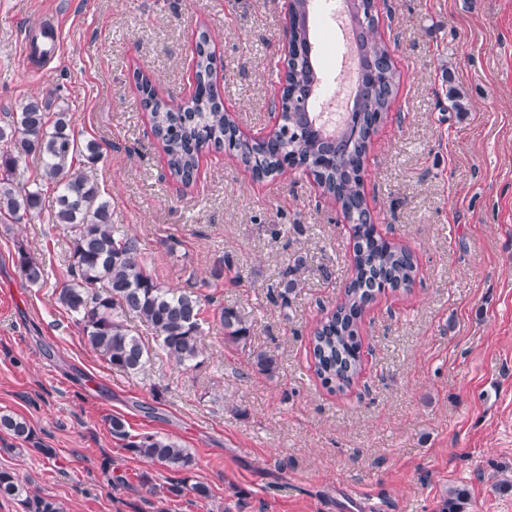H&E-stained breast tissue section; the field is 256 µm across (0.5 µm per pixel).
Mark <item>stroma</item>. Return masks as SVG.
Returning a JSON list of instances; mask_svg holds the SVG:
<instances>
[{"label": "stroma", "mask_w": 512, "mask_h": 512, "mask_svg": "<svg viewBox=\"0 0 512 512\" xmlns=\"http://www.w3.org/2000/svg\"><path fill=\"white\" fill-rule=\"evenodd\" d=\"M375 9L399 85L364 191L417 275L367 311L363 370L340 394L317 379L309 336L351 276L350 225L311 177L259 181L220 150L204 153L194 186L177 184L132 78L141 70L160 94L188 97L192 40L208 28L225 108L265 135L283 73L276 0H0V113L30 96L73 113L101 146L116 226L139 238L163 287L193 283L206 297L200 365L114 371L55 300L67 227L0 224V413L36 439L0 431V469L64 512H441L456 486L468 490L459 512H512V491L494 487L512 477V0ZM50 20L60 53L23 67L24 40ZM312 33L334 49L330 78L353 83L341 31L316 17ZM449 85L464 114L449 111ZM21 246L45 265L42 284L17 268ZM298 257L299 285L280 304L268 287ZM224 307L249 326L246 346L225 344ZM260 350L275 356L274 376L253 368ZM114 417L188 448L209 498L153 494L180 473L128 453ZM0 428L12 434L16 439L35 444L34 435L29 424L20 417L0 414Z\"/></svg>", "instance_id": "stroma-1"}]
</instances>
